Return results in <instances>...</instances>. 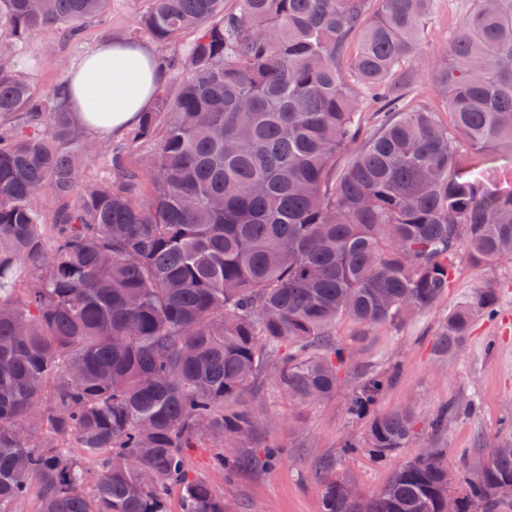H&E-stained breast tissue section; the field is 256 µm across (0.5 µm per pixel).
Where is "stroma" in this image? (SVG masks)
Returning a JSON list of instances; mask_svg holds the SVG:
<instances>
[{
	"label": "stroma",
	"instance_id": "obj_1",
	"mask_svg": "<svg viewBox=\"0 0 512 512\" xmlns=\"http://www.w3.org/2000/svg\"><path fill=\"white\" fill-rule=\"evenodd\" d=\"M148 6L149 0H111L106 22L87 25L75 44L62 43L56 26L41 30L23 46L25 55L40 61L31 73L33 81L42 86L55 83L103 39L139 41L138 20ZM474 6L475 0H434L419 34L421 57H432L447 46L459 18ZM478 288L497 291L496 314L474 319L458 354L436 355L433 339L439 322ZM332 333L350 352L344 385L336 393L303 402L282 391L270 374L245 396L262 427L244 447L251 453L269 441L280 444L286 454L278 465L244 471L228 481L213 470L211 448L189 455L191 473L223 492L230 512H321L318 464L326 459H340L365 492L375 493L402 463L425 449H442L451 469H472L491 448L512 442V261L475 265L461 260L445 295L412 321L368 328L345 318L336 322ZM368 365L394 373L377 412L407 407L422 421L450 403L458 404L459 412L449 416L438 437L423 430L404 448L383 457L368 452L341 457L344 439L365 433V423L348 420L344 405L348 384Z\"/></svg>",
	"mask_w": 512,
	"mask_h": 512
}]
</instances>
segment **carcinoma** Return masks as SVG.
I'll use <instances>...</instances> for the list:
<instances>
[{"mask_svg":"<svg viewBox=\"0 0 512 512\" xmlns=\"http://www.w3.org/2000/svg\"><path fill=\"white\" fill-rule=\"evenodd\" d=\"M110 0H0V512H225L224 495L190 475L199 442L229 475L277 463L283 449L240 452L258 421L224 403L267 363L307 401L336 393L349 352L329 330L372 327L429 310L460 255L512 258V0H476L429 74L448 109L408 104L391 83L417 58L433 0H150L140 29L170 79L126 132L151 144L147 169L96 157L64 96L42 89L22 45L48 25L71 37ZM358 48L344 70V45ZM386 90L388 113L361 136L356 85ZM49 196L47 212L37 199ZM475 290L442 322L434 350L453 356L478 314ZM392 377L370 368L346 400L362 439L341 452L387 455L418 434L409 408L377 414ZM102 457L92 475L86 459ZM433 448L403 463L364 503L321 481L323 512H503L512 443L447 482Z\"/></svg>","mask_w":512,"mask_h":512,"instance_id":"obj_1","label":"carcinoma"}]
</instances>
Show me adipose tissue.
Listing matches in <instances>:
<instances>
[{
  "mask_svg": "<svg viewBox=\"0 0 512 512\" xmlns=\"http://www.w3.org/2000/svg\"><path fill=\"white\" fill-rule=\"evenodd\" d=\"M162 79L147 46L106 40L74 71L68 101L88 130L120 133L140 122Z\"/></svg>",
  "mask_w": 512,
  "mask_h": 512,
  "instance_id": "ef3b65f1",
  "label": "adipose tissue"
}]
</instances>
